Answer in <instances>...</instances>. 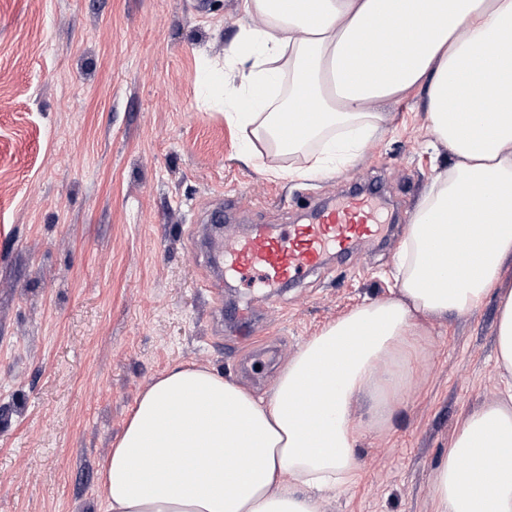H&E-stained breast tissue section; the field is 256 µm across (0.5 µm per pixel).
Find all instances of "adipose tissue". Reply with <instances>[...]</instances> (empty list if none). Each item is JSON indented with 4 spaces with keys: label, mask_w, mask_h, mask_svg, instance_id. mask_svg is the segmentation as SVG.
Masks as SVG:
<instances>
[{
    "label": "adipose tissue",
    "mask_w": 512,
    "mask_h": 512,
    "mask_svg": "<svg viewBox=\"0 0 512 512\" xmlns=\"http://www.w3.org/2000/svg\"><path fill=\"white\" fill-rule=\"evenodd\" d=\"M252 25L224 56L225 117L249 153L304 157L332 173L423 92L449 163L416 207L396 297L325 326L255 397L211 370L155 378L102 462L108 512H322L354 481L363 430L385 426L426 317L465 313L497 291V360L512 376V0H242ZM372 35L373 47L358 44ZM489 102L486 111L474 101ZM315 104V116L299 112ZM298 134L284 136L287 115ZM458 226L460 262L432 258L433 226ZM315 396L302 399L306 388ZM370 398L368 421L355 406ZM434 512H512V391L464 415L432 477Z\"/></svg>",
    "instance_id": "adipose-tissue-1"
}]
</instances>
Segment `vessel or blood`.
<instances>
[{"label": "vessel or blood", "mask_w": 512, "mask_h": 512, "mask_svg": "<svg viewBox=\"0 0 512 512\" xmlns=\"http://www.w3.org/2000/svg\"><path fill=\"white\" fill-rule=\"evenodd\" d=\"M377 229L375 212L356 194L319 211L310 223L292 224L276 234L261 229L233 242L225 249V262L240 279L278 288L318 270L326 252H348Z\"/></svg>", "instance_id": "b4317fda"}]
</instances>
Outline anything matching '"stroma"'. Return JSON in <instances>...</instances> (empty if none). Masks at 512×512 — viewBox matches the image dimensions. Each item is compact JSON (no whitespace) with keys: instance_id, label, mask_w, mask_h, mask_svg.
Wrapping results in <instances>:
<instances>
[{"instance_id":"35a3bbf8","label":"stroma","mask_w":512,"mask_h":512,"mask_svg":"<svg viewBox=\"0 0 512 512\" xmlns=\"http://www.w3.org/2000/svg\"><path fill=\"white\" fill-rule=\"evenodd\" d=\"M250 18L240 0H0V512H107L100 465L155 377L208 368L255 396L337 318L397 290L411 217L448 165L424 99L335 173L274 176L239 155L200 96ZM380 186L382 230L281 289L214 270L195 240L307 222L354 183ZM496 300L424 319L391 423L363 433L359 475L323 512H431L433 471L462 415L512 380Z\"/></svg>"}]
</instances>
